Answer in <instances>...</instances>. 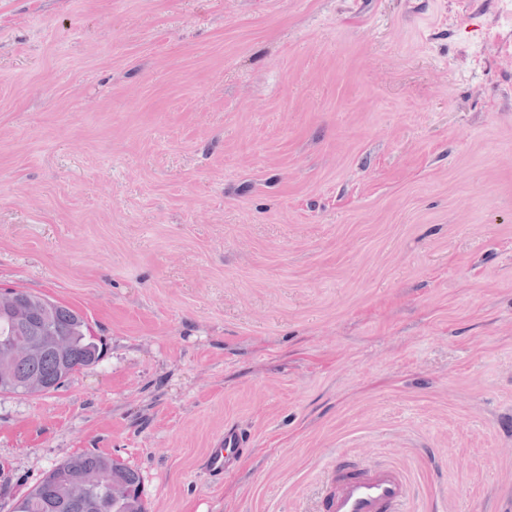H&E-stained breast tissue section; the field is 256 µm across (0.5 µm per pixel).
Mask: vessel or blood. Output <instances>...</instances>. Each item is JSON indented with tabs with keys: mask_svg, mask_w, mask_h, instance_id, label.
I'll return each mask as SVG.
<instances>
[{
	"mask_svg": "<svg viewBox=\"0 0 512 512\" xmlns=\"http://www.w3.org/2000/svg\"><path fill=\"white\" fill-rule=\"evenodd\" d=\"M243 453V441L226 431L204 456L202 467L223 479ZM412 486L407 472L392 463L333 467L323 485L317 512H405Z\"/></svg>",
	"mask_w": 512,
	"mask_h": 512,
	"instance_id": "vessel-or-blood-1",
	"label": "vessel or blood"
}]
</instances>
